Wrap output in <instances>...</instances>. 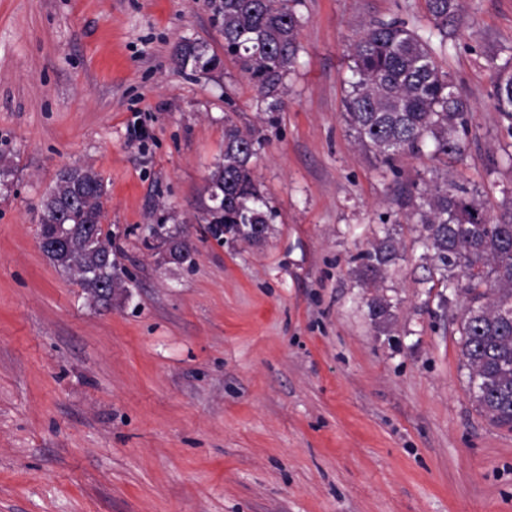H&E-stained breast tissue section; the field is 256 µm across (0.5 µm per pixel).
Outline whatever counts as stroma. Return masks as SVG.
Instances as JSON below:
<instances>
[{"label": "stroma", "mask_w": 512, "mask_h": 512, "mask_svg": "<svg viewBox=\"0 0 512 512\" xmlns=\"http://www.w3.org/2000/svg\"><path fill=\"white\" fill-rule=\"evenodd\" d=\"M299 12L270 112L208 0H0V512H512V431L471 398L462 303L431 286L396 203L445 166L428 150L379 166L342 114L348 45L379 18L429 31L425 0ZM462 17L438 57L473 108L452 170L495 217L512 0H463ZM189 40L222 67H179ZM228 119L262 139L250 166L277 216L255 245L196 220ZM83 164L126 271L107 309L39 247L41 197ZM157 224L181 225L193 266L146 247ZM387 227L397 258L364 288L360 256ZM493 106L503 120L509 122L512 131V70L507 67L496 71L494 81Z\"/></svg>", "instance_id": "obj_1"}]
</instances>
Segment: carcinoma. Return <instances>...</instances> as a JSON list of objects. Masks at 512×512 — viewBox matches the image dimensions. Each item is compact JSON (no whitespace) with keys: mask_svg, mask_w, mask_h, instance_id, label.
<instances>
[{"mask_svg":"<svg viewBox=\"0 0 512 512\" xmlns=\"http://www.w3.org/2000/svg\"><path fill=\"white\" fill-rule=\"evenodd\" d=\"M300 0H209L224 35V54L238 64L262 99L283 84L295 64L302 27ZM440 44L461 21L459 0H426ZM354 80L342 99L344 120L360 146L384 165L403 153H416L426 141L445 157L462 155L472 109L437 61L431 38L404 20H377L349 44ZM178 64L210 73L220 59L207 44L182 43ZM493 106L512 132V70L496 71ZM260 141L250 131L224 125V158L205 179L208 203L201 220L207 236L264 240L275 211L259 195L250 161ZM501 215L490 220L478 190L446 175L407 192L408 216L417 219L425 249L441 285L463 295L458 326L461 351L469 368V391L488 421L512 430V187L501 189ZM104 178L91 165L62 170L40 203V237L62 239L45 256L75 277L91 304L112 306V289L122 287L125 271L117 262L112 232L102 229ZM154 238L172 244L181 264L194 263V248L177 226L157 225ZM397 257L392 233L365 251L357 268L364 284L374 283ZM370 315L389 320V304L371 299Z\"/></svg>","mask_w":512,"mask_h":512,"instance_id":"obj_1","label":"carcinoma"}]
</instances>
